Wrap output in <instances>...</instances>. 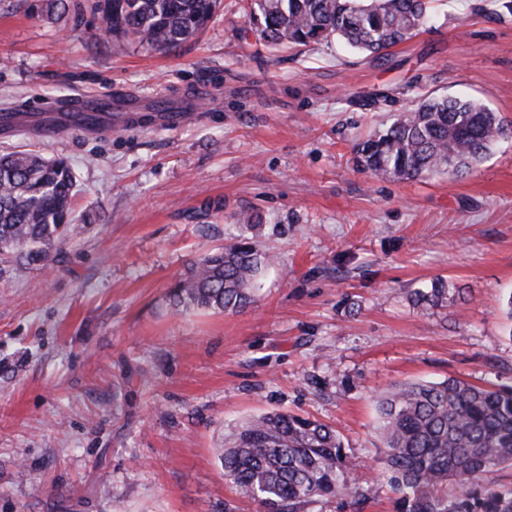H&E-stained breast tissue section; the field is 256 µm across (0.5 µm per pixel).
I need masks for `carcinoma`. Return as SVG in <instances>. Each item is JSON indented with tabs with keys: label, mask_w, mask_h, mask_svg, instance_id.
I'll return each instance as SVG.
<instances>
[{
	"label": "carcinoma",
	"mask_w": 512,
	"mask_h": 512,
	"mask_svg": "<svg viewBox=\"0 0 512 512\" xmlns=\"http://www.w3.org/2000/svg\"><path fill=\"white\" fill-rule=\"evenodd\" d=\"M218 0H96L110 33L170 50L200 32ZM250 15L272 44L308 46L336 38L372 57L416 34L429 0H252ZM512 123L473 100L422 94L415 105L355 147L359 167L375 177L412 180L477 165ZM77 179L61 156L0 154V263L46 266L77 234ZM272 261L252 242L227 244L196 259L170 294L175 311H236L256 302L254 285ZM455 286L443 279L413 292L425 308L448 306ZM379 465L399 495V512H512V486L487 480L512 466V387L448 378L405 382L381 395ZM224 480L258 512H304L339 497L360 499L348 484L349 461L336 430L284 413L253 417L216 449ZM458 490L448 494V485Z\"/></svg>",
	"instance_id": "cac0c4a2"
}]
</instances>
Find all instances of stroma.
Masks as SVG:
<instances>
[{"mask_svg": "<svg viewBox=\"0 0 512 512\" xmlns=\"http://www.w3.org/2000/svg\"><path fill=\"white\" fill-rule=\"evenodd\" d=\"M68 2L47 20L0 0V113L140 101L103 135L0 134V153L66 157L82 228L48 267L0 265V512H255L215 450L271 411L335 428L367 496L310 512H395L377 396L512 385V134L468 173L414 180L359 170L354 146L424 93L512 121V0H433L382 59L271 47L248 0L169 51ZM161 102L187 119L161 122ZM242 239L276 257L257 303L175 314L188 264ZM438 277L462 300L415 306Z\"/></svg>", "mask_w": 512, "mask_h": 512, "instance_id": "obj_1", "label": "stroma"}]
</instances>
